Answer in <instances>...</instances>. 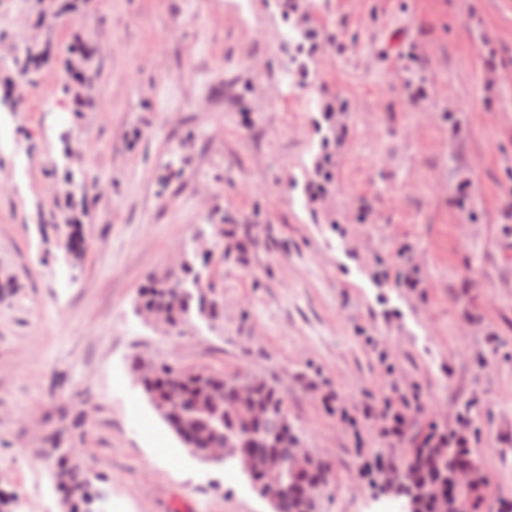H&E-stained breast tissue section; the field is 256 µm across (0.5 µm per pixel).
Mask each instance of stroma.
<instances>
[{"label":"stroma","instance_id":"1","mask_svg":"<svg viewBox=\"0 0 512 512\" xmlns=\"http://www.w3.org/2000/svg\"><path fill=\"white\" fill-rule=\"evenodd\" d=\"M49 4L0 0V493L11 512H64L44 456L51 432L105 493L102 512H271L238 466L204 463L170 432L134 381L137 356L275 382L307 448L345 459L321 512H371L384 497L320 392L359 417L391 388L416 387L421 422L447 428L474 402L484 512H498L512 499V0H315L314 24L340 46L303 87L273 0H85L37 24ZM397 31L417 60H398ZM79 37L97 45L81 109L65 67ZM47 45L51 65L20 79ZM407 73L434 91L417 109ZM325 90L350 115L330 193L312 203L303 182ZM463 176L473 219L453 202ZM66 200L88 210L73 230L59 222ZM363 204L373 221L352 223ZM218 224L250 230L248 250L225 251ZM400 242L423 280L413 292L396 284ZM207 249L224 256L212 271L218 320L175 334L137 314L142 288Z\"/></svg>","mask_w":512,"mask_h":512}]
</instances>
